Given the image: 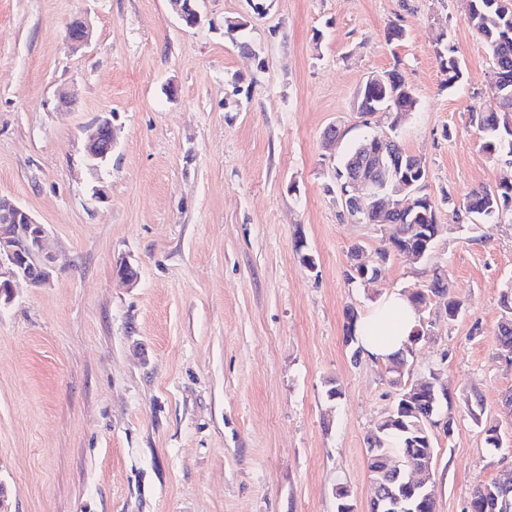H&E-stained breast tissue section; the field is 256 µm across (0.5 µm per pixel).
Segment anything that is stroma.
I'll use <instances>...</instances> for the list:
<instances>
[{"label":"stroma","instance_id":"stroma-1","mask_svg":"<svg viewBox=\"0 0 512 512\" xmlns=\"http://www.w3.org/2000/svg\"><path fill=\"white\" fill-rule=\"evenodd\" d=\"M468 5L272 0L257 16L250 0H204L188 27L170 0H0V195L45 225L55 259L50 285L18 282L0 307V512H336L341 485L369 512L366 437L398 390L387 362L347 341L346 311L417 290L433 265L463 301L452 322L422 308L430 334L406 364L451 398L452 433L433 432L436 512H466L512 468L461 401L477 395L493 422L512 391L496 339L512 215L466 224L441 202L512 182L470 123L492 104L493 60ZM77 16L92 28L79 52ZM235 16L256 56L225 36ZM393 25L402 40L388 41ZM442 42L464 66L452 90ZM393 68L419 100L398 138L427 165L444 232L430 266L397 254L350 284L352 247L371 257L395 228L341 219L333 173L387 131L356 92ZM104 117L116 144L93 170L85 139Z\"/></svg>","mask_w":512,"mask_h":512}]
</instances>
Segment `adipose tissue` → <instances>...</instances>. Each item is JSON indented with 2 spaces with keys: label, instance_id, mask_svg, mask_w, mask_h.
<instances>
[{
  "label": "adipose tissue",
  "instance_id": "1",
  "mask_svg": "<svg viewBox=\"0 0 512 512\" xmlns=\"http://www.w3.org/2000/svg\"><path fill=\"white\" fill-rule=\"evenodd\" d=\"M420 318L402 293L382 296L358 321L357 334L364 354L384 361L405 349L420 325Z\"/></svg>",
  "mask_w": 512,
  "mask_h": 512
}]
</instances>
